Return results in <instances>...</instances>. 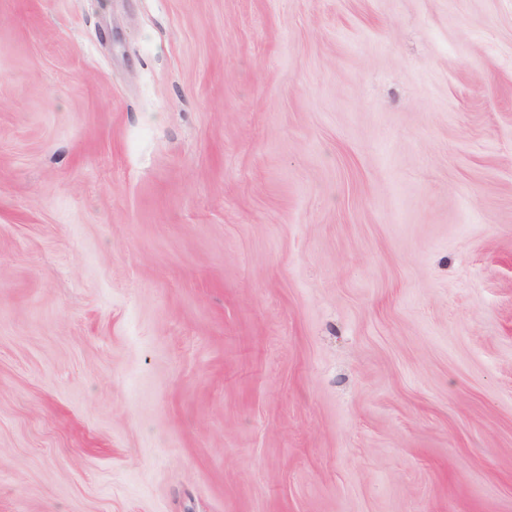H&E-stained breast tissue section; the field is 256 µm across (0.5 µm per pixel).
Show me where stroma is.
Listing matches in <instances>:
<instances>
[{
	"label": "stroma",
	"mask_w": 512,
	"mask_h": 512,
	"mask_svg": "<svg viewBox=\"0 0 512 512\" xmlns=\"http://www.w3.org/2000/svg\"><path fill=\"white\" fill-rule=\"evenodd\" d=\"M0 512H512V0H0Z\"/></svg>",
	"instance_id": "obj_1"
}]
</instances>
